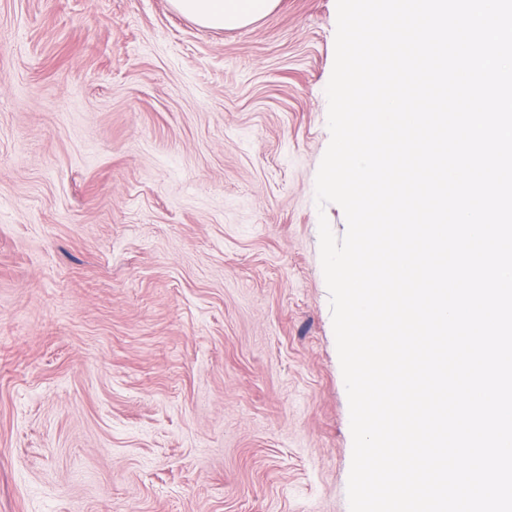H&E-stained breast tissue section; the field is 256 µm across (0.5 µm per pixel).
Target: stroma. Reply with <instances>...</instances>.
Segmentation results:
<instances>
[{
    "mask_svg": "<svg viewBox=\"0 0 512 512\" xmlns=\"http://www.w3.org/2000/svg\"><path fill=\"white\" fill-rule=\"evenodd\" d=\"M336 19L0 0V512H349Z\"/></svg>",
    "mask_w": 512,
    "mask_h": 512,
    "instance_id": "obj_1",
    "label": "stroma"
}]
</instances>
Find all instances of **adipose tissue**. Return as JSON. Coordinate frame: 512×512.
Instances as JSON below:
<instances>
[{
    "label": "adipose tissue",
    "mask_w": 512,
    "mask_h": 512,
    "mask_svg": "<svg viewBox=\"0 0 512 512\" xmlns=\"http://www.w3.org/2000/svg\"><path fill=\"white\" fill-rule=\"evenodd\" d=\"M277 0H170L172 8L193 22L212 29H235L271 12Z\"/></svg>",
    "instance_id": "ef3b65f1"
}]
</instances>
